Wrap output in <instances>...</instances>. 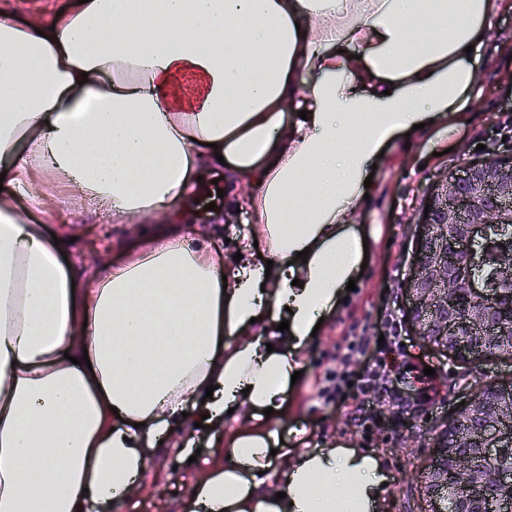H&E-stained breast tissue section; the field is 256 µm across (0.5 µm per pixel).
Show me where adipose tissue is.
I'll return each mask as SVG.
<instances>
[{"label":"adipose tissue","instance_id":"ef3b65f1","mask_svg":"<svg viewBox=\"0 0 512 512\" xmlns=\"http://www.w3.org/2000/svg\"><path fill=\"white\" fill-rule=\"evenodd\" d=\"M500 7L84 0L22 26L0 13V512H112L186 417L224 424L229 450L191 512H381L378 452L280 447L278 414L380 239L356 224L374 160L405 140L433 153L464 121ZM218 169L228 208L213 221L251 216L227 252L194 246L177 208ZM48 182L148 226L143 249L87 277L63 264L70 233L35 222L61 209Z\"/></svg>","mask_w":512,"mask_h":512}]
</instances>
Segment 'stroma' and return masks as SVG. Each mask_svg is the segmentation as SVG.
Here are the masks:
<instances>
[{"mask_svg": "<svg viewBox=\"0 0 512 512\" xmlns=\"http://www.w3.org/2000/svg\"><path fill=\"white\" fill-rule=\"evenodd\" d=\"M478 86L482 93L470 99L468 123L444 140L447 152L420 163L417 148L396 145L376 161L374 190L360 206V221L379 224L383 238L367 258V265L347 292L332 321L314 337L304 358L303 374L280 418L278 431L285 447L323 445L341 440L355 447L379 451L385 458L389 480V512H428L424 494V473L433 453V438L452 411L471 400L481 381L512 384V354H499L471 364L452 362L413 334H406V360L434 368L430 383L433 400L424 410L407 414L387 413L385 420L362 431L352 410L356 386H349L331 398L319 395L332 371L341 364L336 347L342 336L365 335L369 341L359 361L356 375L379 355V325L386 312L405 317L404 282L414 247L415 230L421 223L427 198L439 179L460 170L467 161L481 158L483 152L512 155V141L504 142L503 126L512 115V0H506L487 29L477 52ZM223 206L217 187L204 183L195 187L184 203L191 221L186 236H194L196 224L207 226L208 241L224 246L226 238L245 232V215L231 224H211L209 204ZM82 220L100 224L103 238L91 243L85 237L72 242L68 262L92 270L97 255L119 264L128 251L138 249L140 239L125 226L99 223L93 211ZM198 451L195 462H188L184 450ZM224 427L215 425L203 431L185 422L175 427L162 445L149 457L148 469L140 486L125 500L121 512H189V489L202 471L224 462Z\"/></svg>", "mask_w": 512, "mask_h": 512, "instance_id": "obj_1", "label": "stroma"}]
</instances>
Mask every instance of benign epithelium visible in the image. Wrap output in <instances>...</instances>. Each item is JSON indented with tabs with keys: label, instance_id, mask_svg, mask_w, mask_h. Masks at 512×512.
Here are the masks:
<instances>
[{
	"label": "benign epithelium",
	"instance_id": "7a95c632",
	"mask_svg": "<svg viewBox=\"0 0 512 512\" xmlns=\"http://www.w3.org/2000/svg\"><path fill=\"white\" fill-rule=\"evenodd\" d=\"M512 156L496 154L469 162L462 173L450 174L429 199L425 234L416 240L412 271L406 281L411 305L407 319L416 334L431 346L468 361L488 356L459 353L456 339L480 323L492 325L497 338L512 339V292L491 291L490 281L512 285V240L495 231L512 224ZM489 264L491 274L479 280L474 269ZM512 419V400L501 398L500 386L480 385L470 403L438 432L435 460L446 463L448 474L473 477L485 486L501 480L496 469L476 471L470 448L506 457L512 466V444L503 445L499 422ZM436 512H472L468 501L429 490Z\"/></svg>",
	"mask_w": 512,
	"mask_h": 512
}]
</instances>
